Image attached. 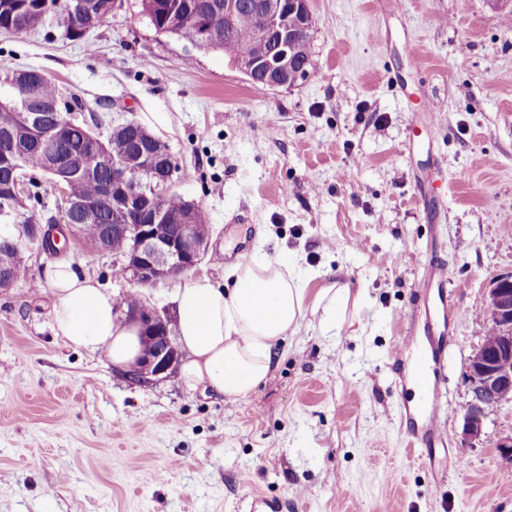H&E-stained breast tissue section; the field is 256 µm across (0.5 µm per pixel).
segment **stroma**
I'll return each mask as SVG.
<instances>
[{"mask_svg":"<svg viewBox=\"0 0 512 512\" xmlns=\"http://www.w3.org/2000/svg\"><path fill=\"white\" fill-rule=\"evenodd\" d=\"M309 7L313 69L262 96L222 52L156 33L139 0L78 41L59 7L35 31L0 34V71H42L105 119H148L170 146L177 193L212 227L197 277L223 281V252L243 240L247 261L361 293L336 335L307 315L266 380L230 401L176 374L130 382L67 346L44 279L54 262L30 255L0 289V512H238L252 496L281 512H512L499 446L512 402L463 440L486 290L512 273V20L487 0ZM426 107L427 147L408 154ZM433 164L447 187L434 221L415 200V175ZM431 258L445 287L420 286ZM63 260L114 293L130 288L121 256L76 246ZM413 309L447 358L428 465L405 452L397 410L414 363L399 314Z\"/></svg>","mask_w":512,"mask_h":512,"instance_id":"1","label":"stroma"}]
</instances>
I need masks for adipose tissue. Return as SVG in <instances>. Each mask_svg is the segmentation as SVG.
<instances>
[{
    "label": "adipose tissue",
    "instance_id": "obj_1",
    "mask_svg": "<svg viewBox=\"0 0 512 512\" xmlns=\"http://www.w3.org/2000/svg\"><path fill=\"white\" fill-rule=\"evenodd\" d=\"M234 287L184 277L174 302L179 341L186 353L184 383L234 400L265 381L276 347L299 333L307 313L324 331L337 329L338 307L351 296L349 283L310 290L296 270L263 259L232 270ZM45 280L56 297L53 327L69 345L103 355L128 368L139 354V326L120 313L117 297L71 265L49 268Z\"/></svg>",
    "mask_w": 512,
    "mask_h": 512
}]
</instances>
